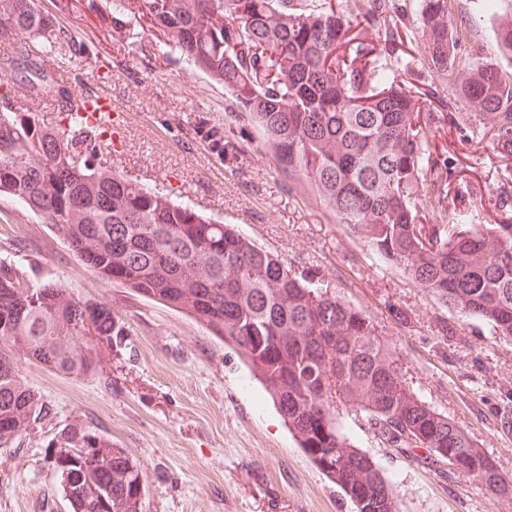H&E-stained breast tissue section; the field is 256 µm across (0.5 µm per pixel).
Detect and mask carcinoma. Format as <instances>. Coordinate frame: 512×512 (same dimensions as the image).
Segmentation results:
<instances>
[{"label": "carcinoma", "instance_id": "carcinoma-1", "mask_svg": "<svg viewBox=\"0 0 512 512\" xmlns=\"http://www.w3.org/2000/svg\"><path fill=\"white\" fill-rule=\"evenodd\" d=\"M351 0H88L100 25L123 40L155 32L174 58L224 85L261 133L288 181L325 204L336 223L400 269L443 306L484 317L512 337V224H474L448 183L443 122L472 129L492 152L512 156V20L499 24L494 58L462 62L448 0H369L360 29ZM422 33L423 61L446 89L436 94L392 75ZM39 0H0V195L24 202L95 276L181 311L234 346L272 397L300 448L354 501L357 512H395L392 479L342 433L343 403L368 415L380 437L410 454L479 479L512 497L487 456L399 379L391 343L370 317L299 277L272 252L193 206L112 167V120L87 94L56 99L57 127L15 112L21 92L48 84L4 70L18 59L54 76L69 46ZM233 158L232 132L215 140ZM443 224H426L427 211ZM33 264L0 256V447L21 441L48 415L25 382L32 363L81 378L104 374L121 335L106 303L56 281L36 285ZM93 332L96 342L86 339ZM45 458L71 512H142L141 463L80 420L48 442Z\"/></svg>", "mask_w": 512, "mask_h": 512}]
</instances>
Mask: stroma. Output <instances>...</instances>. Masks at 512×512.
<instances>
[{"mask_svg":"<svg viewBox=\"0 0 512 512\" xmlns=\"http://www.w3.org/2000/svg\"><path fill=\"white\" fill-rule=\"evenodd\" d=\"M41 0L67 29L76 55L59 78L97 89L112 103V165L179 200L222 217L278 254L296 273L360 308L396 349L403 384L464 429L512 482V340L492 322L462 317L428 296L337 224L319 201L288 183L260 135L222 84L180 62H163L149 31L119 41L100 30L87 0ZM479 0H448L461 60L492 58L494 33L512 18V0L480 15ZM244 131L235 163L213 148L207 130ZM449 182L465 191L477 224H512L495 198L512 156L500 158L464 131L444 127ZM0 253L38 257L42 272L80 295L112 306L123 334L112 353V382L70 378L34 364L21 372L51 408L20 444L0 448V512H70L45 461L48 441L73 420L110 437L147 475L142 512H356L344 491L298 448L241 356L189 315L99 279L74 258L50 225L21 202L0 197ZM336 420L395 483L396 512H512L476 480L442 463L390 447L370 418L338 406Z\"/></svg>","mask_w":512,"mask_h":512,"instance_id":"obj_1","label":"stroma"}]
</instances>
